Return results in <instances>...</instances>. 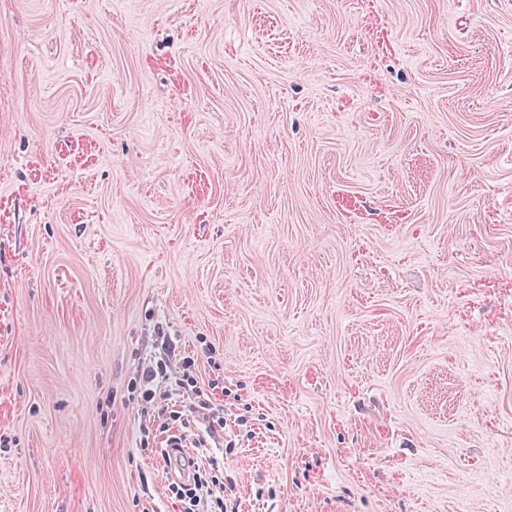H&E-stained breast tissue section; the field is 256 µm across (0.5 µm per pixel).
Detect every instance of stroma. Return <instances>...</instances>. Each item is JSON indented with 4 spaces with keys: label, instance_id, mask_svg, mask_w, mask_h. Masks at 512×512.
Returning <instances> with one entry per match:
<instances>
[{
    "label": "stroma",
    "instance_id": "stroma-1",
    "mask_svg": "<svg viewBox=\"0 0 512 512\" xmlns=\"http://www.w3.org/2000/svg\"><path fill=\"white\" fill-rule=\"evenodd\" d=\"M166 333L234 512H512V0H0V512H182ZM196 360L193 357H183L181 368L182 371H173L169 365V359H154L148 363L141 364L134 372L132 384L128 397L129 401H133L142 407L144 413L148 414V410H152L153 421L157 417L163 422L160 424V433H166L174 427L169 426L168 420L179 422L177 432L187 437L195 435V448H202V451H208V438L211 439L218 433V428L224 429V409L222 405H216L212 399L204 393L201 387H198V381L193 374L195 370ZM179 397L189 401L191 421L194 429L203 431L207 437L202 434L192 433L191 421L182 417V412L172 410L175 405V398ZM174 400V404L172 401ZM168 415V417H167ZM166 417V418H165ZM202 428L204 430H202Z\"/></svg>",
    "mask_w": 512,
    "mask_h": 512
}]
</instances>
